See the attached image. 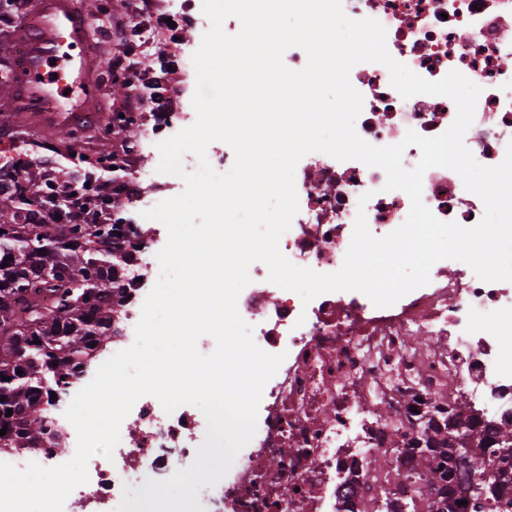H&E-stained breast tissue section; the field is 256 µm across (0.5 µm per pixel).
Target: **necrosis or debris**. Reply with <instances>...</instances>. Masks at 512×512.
Returning a JSON list of instances; mask_svg holds the SVG:
<instances>
[{"mask_svg":"<svg viewBox=\"0 0 512 512\" xmlns=\"http://www.w3.org/2000/svg\"><path fill=\"white\" fill-rule=\"evenodd\" d=\"M342 6L350 18L379 21L392 57L423 78L437 81L457 70L480 86L464 143L482 165L504 159L512 143V0H342ZM188 22L208 29L202 0H140L136 8L127 59L152 48L174 64L177 77L167 96L178 108L163 122L152 121L154 100L142 87L123 107L131 131L128 150L118 157L126 171L124 201L99 216L101 225L133 223L136 213L158 203L156 192L143 186L146 166L157 143L195 121L194 110L179 105L195 90L194 46L181 37ZM349 78L363 97L356 131L372 145L397 144L410 130L433 137L455 119L448 97L403 98L382 64H357ZM385 183L381 168L320 152L304 156L295 172L299 211L280 239L281 252L298 266L337 271L357 212H365L376 237L406 219L408 195L385 190ZM422 199L438 219L465 227L484 215L482 200L448 168L425 172ZM161 232L156 226L140 234L139 247L123 264L129 300L119 321L120 343L135 340ZM249 275L239 313L258 346L285 359L264 387L254 438L227 475L200 496L206 512H346L348 501L355 512H377L386 501L403 505L418 494L414 448L425 440L435 407L453 408L480 431L512 421V282H482L467 264L444 259L429 284L378 308L357 291L303 303L269 282L261 262ZM418 336L431 337L432 346H417ZM83 386L80 374L61 382L44 413L47 426L65 431L66 450L6 454L0 461L20 468L65 463L76 451L77 435L64 411ZM204 422L195 406L168 414L155 397H141L121 424L112 459L89 461L88 482L69 494L63 512H111L133 475L162 480L189 466ZM373 456L375 470L366 465Z\"/></svg>","mask_w":512,"mask_h":512,"instance_id":"necrosis-or-debris-1","label":"necrosis or debris"}]
</instances>
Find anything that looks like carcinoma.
I'll list each match as a JSON object with an SVG mask.
<instances>
[{
  "mask_svg": "<svg viewBox=\"0 0 512 512\" xmlns=\"http://www.w3.org/2000/svg\"><path fill=\"white\" fill-rule=\"evenodd\" d=\"M27 170L14 189L0 184V430L6 429L0 452L41 448L47 438L62 443L59 431L45 424L41 405L51 403L53 385L92 362L117 336L115 315L127 301L117 270L126 256L119 235H105L94 224L46 223L60 213L58 196L69 195L71 181L58 186L59 195L45 196L44 166ZM35 283L52 301L28 296ZM506 446L512 447V424L492 427L457 468L450 465L448 442L429 443L416 460L421 486L430 500L451 498L453 512H464L459 501L469 498L467 479L483 472L488 449ZM483 507L512 512V498L489 484Z\"/></svg>",
  "mask_w": 512,
  "mask_h": 512,
  "instance_id": "cac0c4a2",
  "label": "carcinoma"
}]
</instances>
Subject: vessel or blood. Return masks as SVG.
Segmentation results:
<instances>
[{"label": "vessel or blood", "instance_id": "1", "mask_svg": "<svg viewBox=\"0 0 512 512\" xmlns=\"http://www.w3.org/2000/svg\"><path fill=\"white\" fill-rule=\"evenodd\" d=\"M33 12L7 96L37 127L65 133L83 126L101 101L96 34L81 0H34Z\"/></svg>", "mask_w": 512, "mask_h": 512}]
</instances>
